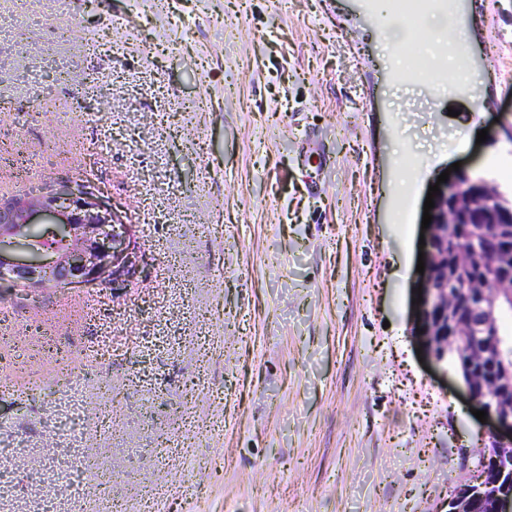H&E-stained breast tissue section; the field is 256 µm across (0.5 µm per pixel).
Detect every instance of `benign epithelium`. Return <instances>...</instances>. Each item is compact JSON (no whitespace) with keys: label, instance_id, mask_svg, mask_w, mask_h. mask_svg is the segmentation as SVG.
Wrapping results in <instances>:
<instances>
[{"label":"benign epithelium","instance_id":"benign-epithelium-1","mask_svg":"<svg viewBox=\"0 0 512 512\" xmlns=\"http://www.w3.org/2000/svg\"><path fill=\"white\" fill-rule=\"evenodd\" d=\"M89 175L33 193L0 198V281L13 290L46 284L91 285L121 297L146 263L138 229L102 200ZM421 301L412 328L428 356L448 363V342L461 340L465 370L456 385L493 424L479 461L482 476L452 490L441 512H507L512 504V366L506 364L495 326L501 307L512 305V202L484 180L464 172L446 181L431 209ZM456 224H478L484 246L448 253ZM501 272L477 277L486 254ZM461 288L448 291V279Z\"/></svg>","mask_w":512,"mask_h":512}]
</instances>
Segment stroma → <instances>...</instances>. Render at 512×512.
I'll return each mask as SVG.
<instances>
[{"mask_svg": "<svg viewBox=\"0 0 512 512\" xmlns=\"http://www.w3.org/2000/svg\"><path fill=\"white\" fill-rule=\"evenodd\" d=\"M468 5L475 100L394 72L356 0H31L0 41V198L119 128L94 172L149 269L0 299V444L62 449L59 360L109 334L68 398L127 512H440L488 427L411 333L424 202L454 163L512 190V0Z\"/></svg>", "mask_w": 512, "mask_h": 512, "instance_id": "1", "label": "stroma"}]
</instances>
